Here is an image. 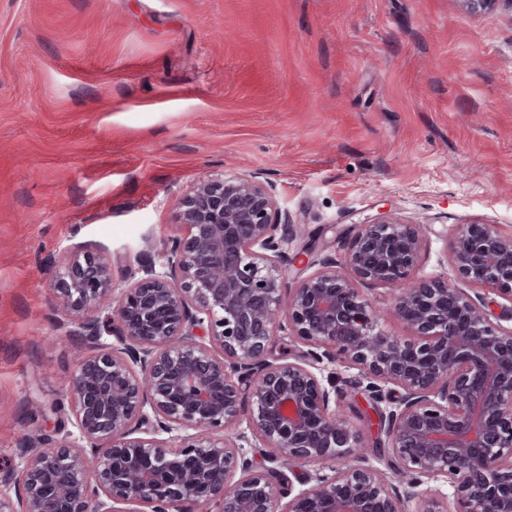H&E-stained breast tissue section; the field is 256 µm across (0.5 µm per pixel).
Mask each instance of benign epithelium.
<instances>
[{
	"label": "benign epithelium",
	"instance_id": "1",
	"mask_svg": "<svg viewBox=\"0 0 512 512\" xmlns=\"http://www.w3.org/2000/svg\"><path fill=\"white\" fill-rule=\"evenodd\" d=\"M502 1L460 3L479 15ZM178 220L185 235L137 255L116 295L94 251L54 274L60 328L93 351L68 392L77 433L24 438L19 473H0V512H512V306L495 313L488 298H512V235L458 227L451 261L485 288L472 294L417 276L421 225L390 210L358 225L341 263L309 257L318 269L290 279L294 225L258 173L196 183ZM362 285L393 287L389 313L412 338L383 329ZM282 335L309 347L303 361L269 360ZM336 363L388 403L377 426L397 482L340 413ZM248 448L268 466L254 470ZM328 462L339 467L281 505L283 468Z\"/></svg>",
	"mask_w": 512,
	"mask_h": 512
}]
</instances>
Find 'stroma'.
Here are the masks:
<instances>
[{"mask_svg":"<svg viewBox=\"0 0 512 512\" xmlns=\"http://www.w3.org/2000/svg\"><path fill=\"white\" fill-rule=\"evenodd\" d=\"M263 173L293 250L342 258L355 225L421 224L425 277L465 287L461 224L512 234V8L459 0H0V469L88 351L52 274L93 245L122 285L177 234L180 197ZM342 379L371 464L370 400Z\"/></svg>","mask_w":512,"mask_h":512,"instance_id":"1","label":"stroma"}]
</instances>
